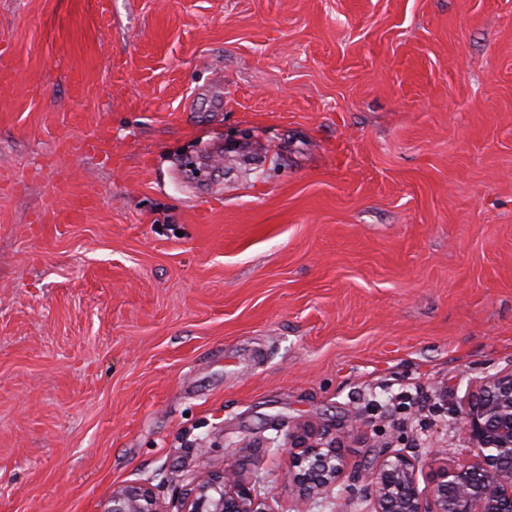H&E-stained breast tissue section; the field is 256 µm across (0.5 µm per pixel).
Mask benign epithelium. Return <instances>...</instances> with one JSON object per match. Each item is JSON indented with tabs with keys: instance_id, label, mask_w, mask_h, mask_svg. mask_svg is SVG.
I'll return each mask as SVG.
<instances>
[{
	"instance_id": "1",
	"label": "benign epithelium",
	"mask_w": 512,
	"mask_h": 512,
	"mask_svg": "<svg viewBox=\"0 0 512 512\" xmlns=\"http://www.w3.org/2000/svg\"><path fill=\"white\" fill-rule=\"evenodd\" d=\"M463 412L465 434L477 449L476 459L462 467H440L421 489L419 462L391 452L365 474V497L373 512H512V368L474 381ZM362 423L329 443L310 428L288 435V447L299 448L285 473L301 502L326 497L344 473L336 442L358 435ZM100 512H164L150 483L126 485L112 491ZM180 512H274L257 494L234 462L195 479L183 493Z\"/></svg>"
}]
</instances>
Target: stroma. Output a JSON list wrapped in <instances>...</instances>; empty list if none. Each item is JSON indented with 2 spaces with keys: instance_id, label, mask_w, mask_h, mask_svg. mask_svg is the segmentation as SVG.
Listing matches in <instances>:
<instances>
[{
  "instance_id": "35a3bbf8",
  "label": "stroma",
  "mask_w": 512,
  "mask_h": 512,
  "mask_svg": "<svg viewBox=\"0 0 512 512\" xmlns=\"http://www.w3.org/2000/svg\"><path fill=\"white\" fill-rule=\"evenodd\" d=\"M0 58V512L145 481L178 512L242 457L276 512H370L385 454L473 460L470 382L512 366V0H0ZM356 418L298 505L288 434Z\"/></svg>"
}]
</instances>
